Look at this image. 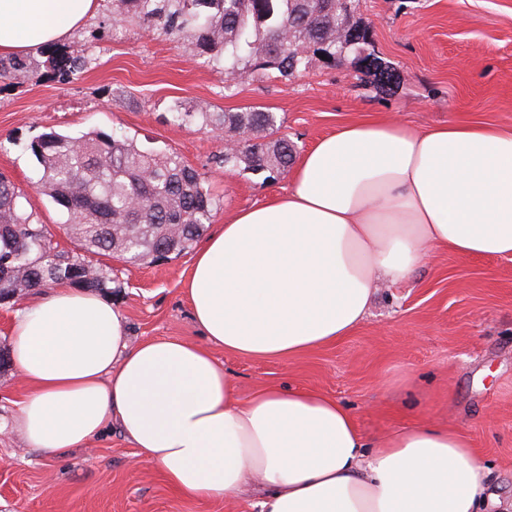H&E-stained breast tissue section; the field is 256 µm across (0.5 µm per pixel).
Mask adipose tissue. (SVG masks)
Instances as JSON below:
<instances>
[{"instance_id":"obj_1","label":"adipose tissue","mask_w":512,"mask_h":512,"mask_svg":"<svg viewBox=\"0 0 512 512\" xmlns=\"http://www.w3.org/2000/svg\"><path fill=\"white\" fill-rule=\"evenodd\" d=\"M95 6L0 0V55L64 42ZM433 248L512 257V128L344 124L304 153L287 192L240 210L197 252L185 294L204 343L132 340L118 306L65 284L20 310L14 429L54 457L118 426L180 495L231 503L250 484L257 512L495 506L461 430L421 424L373 442L312 389L239 399L212 355L283 359L336 342Z\"/></svg>"}]
</instances>
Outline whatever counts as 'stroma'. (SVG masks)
Returning a JSON list of instances; mask_svg holds the SVG:
<instances>
[{
  "label": "stroma",
  "instance_id": "1",
  "mask_svg": "<svg viewBox=\"0 0 512 512\" xmlns=\"http://www.w3.org/2000/svg\"><path fill=\"white\" fill-rule=\"evenodd\" d=\"M353 20L367 32V58L341 67L316 58L287 77L243 70L228 85L184 45L134 24L113 28L100 2L84 28L53 49L66 58L93 54L89 69L0 80V173L25 193L59 249L72 252L74 240L59 228L64 215L40 191L43 168L29 149L51 130L77 137L100 129L178 152L220 203L207 226L212 234L237 210L284 193L290 175L268 181L220 166L223 133L169 125L174 107L275 113L280 135L301 153L362 119L417 129L451 120L512 127V0H360ZM193 259L96 258L133 338L202 342L183 290ZM213 355L239 398L263 386L315 389L344 404L370 439L417 423L461 429L502 512H512L511 258L433 249L408 280L379 289L362 324L334 345L286 359L219 348ZM23 391L13 365L1 366L0 512H225L222 501L175 493L113 427L62 456L26 447L12 430Z\"/></svg>",
  "mask_w": 512,
  "mask_h": 512
}]
</instances>
